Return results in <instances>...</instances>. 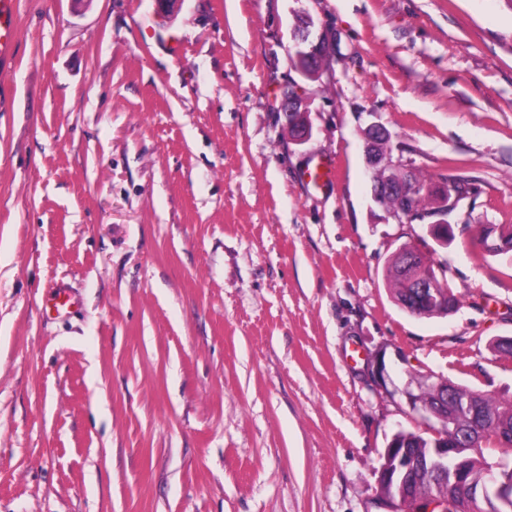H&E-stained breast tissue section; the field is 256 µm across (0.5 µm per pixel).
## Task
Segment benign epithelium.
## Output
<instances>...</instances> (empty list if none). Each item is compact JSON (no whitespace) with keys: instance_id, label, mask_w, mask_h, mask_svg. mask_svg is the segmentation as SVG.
Segmentation results:
<instances>
[{"instance_id":"7a95c632","label":"benign epithelium","mask_w":512,"mask_h":512,"mask_svg":"<svg viewBox=\"0 0 512 512\" xmlns=\"http://www.w3.org/2000/svg\"><path fill=\"white\" fill-rule=\"evenodd\" d=\"M333 49L331 36L325 32L318 34L314 40H308L295 33L292 44L288 46V60L291 65L306 79L319 77L325 61ZM283 111L288 116V125L293 130V138L302 142L309 137L310 130L304 120L305 108L300 95H286L283 100ZM372 138L365 140L364 155L367 166L374 171L384 172V178L372 185V197L380 203L386 197L396 195L405 199L416 191L417 186L409 181H400L394 173L401 167L399 162L392 159L388 152L378 148V143L387 139L385 130L377 125L370 126ZM433 198L432 215H446L462 198L454 186L450 185L437 192L430 191ZM416 293L412 294V307L414 313H419L423 305L434 306L445 304L448 297L446 286L432 271L420 272L413 280ZM403 395L409 407L426 422L436 420L439 429L429 430L436 439L434 458L422 459L416 456L411 449L394 448L387 446L384 449V462L377 469L378 479L397 486L405 492L413 486L414 482L424 473L438 480L446 479L448 466L445 462L452 458L455 460L451 482L448 490L453 491L461 502H470L482 499L488 506V512H512V478L501 472V466L494 464L486 468L483 477L476 482L464 476L465 460L461 453L465 448L478 447L477 436L488 432L497 433V439L503 443L512 441V434L498 428L496 421L489 419L479 412L473 401L465 403L453 402L455 411H464L470 414L471 419L480 420L476 430L465 433L456 430L452 423V414L444 408L422 406L414 403L413 392L407 388Z\"/></svg>"}]
</instances>
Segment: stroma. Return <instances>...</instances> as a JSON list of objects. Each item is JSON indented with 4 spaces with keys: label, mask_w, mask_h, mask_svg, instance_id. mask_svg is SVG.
<instances>
[{
    "label": "stroma",
    "mask_w": 512,
    "mask_h": 512,
    "mask_svg": "<svg viewBox=\"0 0 512 512\" xmlns=\"http://www.w3.org/2000/svg\"><path fill=\"white\" fill-rule=\"evenodd\" d=\"M335 34L320 79L298 18ZM300 86L295 143L281 94ZM462 184L437 246L372 200L363 132ZM315 167L334 181L307 186ZM512 0H19L0 63V512H386L430 375L512 400ZM459 298L419 318L391 254ZM383 356L389 381L366 370ZM333 49V41L328 33L322 31L314 40H306L294 29L292 44L288 46V60L306 79L319 77L325 61ZM493 228L489 230L493 231L494 233H484L481 238V245L485 251H492L494 248L498 247V244L496 243L494 237H497L500 241L504 243L506 246L505 249L501 248L498 251L489 253L491 256H497L500 254H506L509 251H512V224H502V225H492ZM385 278L390 286V291L395 300L406 301L411 290L408 285V277L398 258L393 255L391 264L386 270Z\"/></svg>",
    "instance_id": "obj_1"
}]
</instances>
